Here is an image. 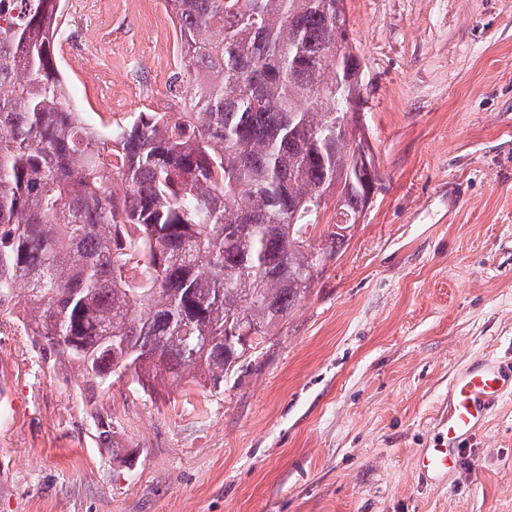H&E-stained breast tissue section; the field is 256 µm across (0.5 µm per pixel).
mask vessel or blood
I'll return each mask as SVG.
<instances>
[{
  "instance_id": "b4317fda",
  "label": "vessel or blood",
  "mask_w": 512,
  "mask_h": 512,
  "mask_svg": "<svg viewBox=\"0 0 512 512\" xmlns=\"http://www.w3.org/2000/svg\"><path fill=\"white\" fill-rule=\"evenodd\" d=\"M512 397V367L495 363L458 374L448 387V419L433 447L418 460L423 478H444L453 468L455 451L469 444L491 409Z\"/></svg>"
}]
</instances>
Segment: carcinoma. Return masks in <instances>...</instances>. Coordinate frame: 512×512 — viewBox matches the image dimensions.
Listing matches in <instances>:
<instances>
[{"mask_svg":"<svg viewBox=\"0 0 512 512\" xmlns=\"http://www.w3.org/2000/svg\"><path fill=\"white\" fill-rule=\"evenodd\" d=\"M186 110L70 109L65 0H0V315L84 389L220 382L311 290L366 193L338 113L364 90L336 0H167ZM119 179L123 192L112 187ZM336 195L338 230L313 242Z\"/></svg>","mask_w":512,"mask_h":512,"instance_id":"cac0c4a2","label":"carcinoma"}]
</instances>
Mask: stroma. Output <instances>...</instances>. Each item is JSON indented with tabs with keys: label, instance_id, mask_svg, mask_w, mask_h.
Returning a JSON list of instances; mask_svg holds the SVG:
<instances>
[{
	"label": "stroma",
	"instance_id": "1",
	"mask_svg": "<svg viewBox=\"0 0 512 512\" xmlns=\"http://www.w3.org/2000/svg\"><path fill=\"white\" fill-rule=\"evenodd\" d=\"M382 188L220 384L86 392L0 317V512H512V398L422 479L463 367L512 364V0H346ZM96 128L178 112L166 0H66ZM111 420L110 445L95 416Z\"/></svg>",
	"mask_w": 512,
	"mask_h": 512
}]
</instances>
